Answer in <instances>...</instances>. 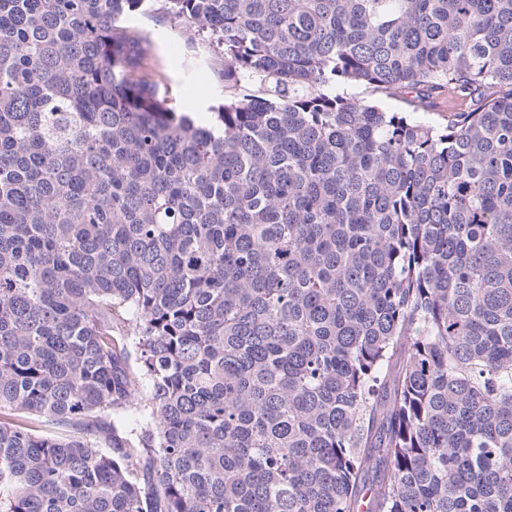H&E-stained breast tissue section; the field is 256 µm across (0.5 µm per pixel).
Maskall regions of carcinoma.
Masks as SVG:
<instances>
[{"label": "carcinoma", "instance_id": "1", "mask_svg": "<svg viewBox=\"0 0 512 512\" xmlns=\"http://www.w3.org/2000/svg\"><path fill=\"white\" fill-rule=\"evenodd\" d=\"M162 2L0 0V512H512V0ZM163 2L155 3V11L150 16H135L128 22L149 40L148 55L151 68L156 79L168 89V96L179 111L192 112L204 120H211L213 113L210 108L217 105L225 97L250 93L252 85L243 87H224L220 78L224 64L209 47L199 40L198 36L190 40V36L181 25L175 24L165 17ZM176 43L180 44L176 48ZM204 68L211 75V82L199 84L192 79L198 69ZM456 104L454 99L445 94L432 100L425 110L418 108L414 115L421 120L443 121L446 116L448 117V108Z\"/></svg>", "mask_w": 512, "mask_h": 512}]
</instances>
